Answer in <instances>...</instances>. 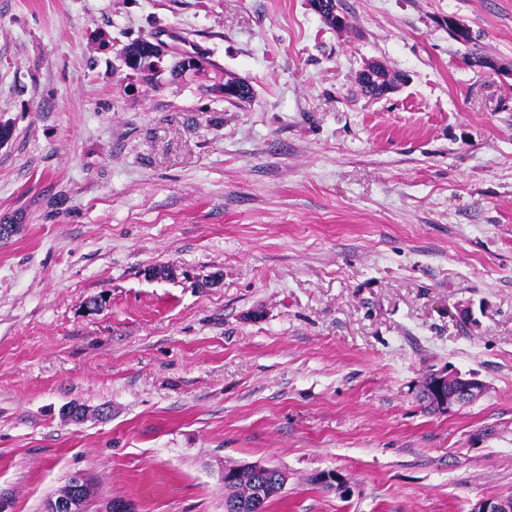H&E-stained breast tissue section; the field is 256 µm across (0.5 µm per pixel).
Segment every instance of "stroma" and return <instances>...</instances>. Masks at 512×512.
I'll return each mask as SVG.
<instances>
[{"label": "stroma", "instance_id": "obj_1", "mask_svg": "<svg viewBox=\"0 0 512 512\" xmlns=\"http://www.w3.org/2000/svg\"><path fill=\"white\" fill-rule=\"evenodd\" d=\"M342 4L339 33L308 0H0L6 512L76 473L90 512H224L251 462L288 476L268 512L512 495V0ZM141 36L150 80L123 62ZM185 55L203 70L172 74ZM372 60L408 83L365 97ZM450 365L488 390L429 413Z\"/></svg>", "mask_w": 512, "mask_h": 512}]
</instances>
